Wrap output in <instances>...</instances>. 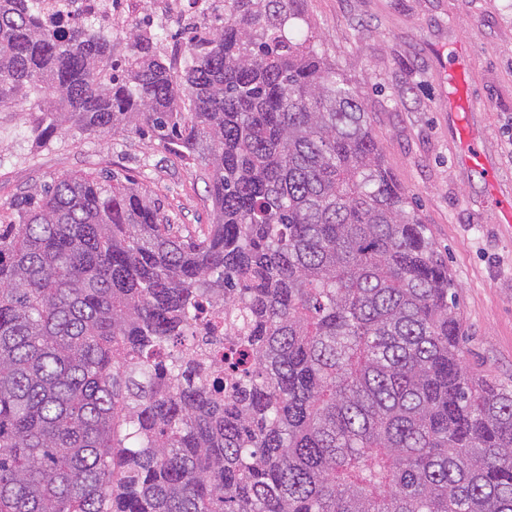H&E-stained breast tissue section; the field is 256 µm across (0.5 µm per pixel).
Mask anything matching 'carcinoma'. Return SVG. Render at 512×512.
Wrapping results in <instances>:
<instances>
[{
	"mask_svg": "<svg viewBox=\"0 0 512 512\" xmlns=\"http://www.w3.org/2000/svg\"><path fill=\"white\" fill-rule=\"evenodd\" d=\"M0 0V111L48 143L152 133L205 165L183 236L149 191L64 174L0 224V512H512V384L301 0L165 35ZM168 28H169L168 37L159 44V48L162 52H164L168 56V58L172 62L174 71L176 73L180 74L184 68L185 61L188 58V52L185 48L186 43L181 42V41L179 42V41L171 40V33L175 28L174 22L170 21L168 23ZM172 42H179V43H181V46L178 47V49L177 48L173 49Z\"/></svg>",
	"mask_w": 512,
	"mask_h": 512,
	"instance_id": "1",
	"label": "carcinoma"
}]
</instances>
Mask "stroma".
Segmentation results:
<instances>
[{"label":"stroma","mask_w":512,"mask_h":512,"mask_svg":"<svg viewBox=\"0 0 512 512\" xmlns=\"http://www.w3.org/2000/svg\"><path fill=\"white\" fill-rule=\"evenodd\" d=\"M312 28L364 95L387 168L407 192L458 292L463 358L512 384V0H304ZM108 170L146 186L188 235L212 221L197 161L150 135L71 131L36 144L0 112V220L23 192Z\"/></svg>","instance_id":"1"}]
</instances>
